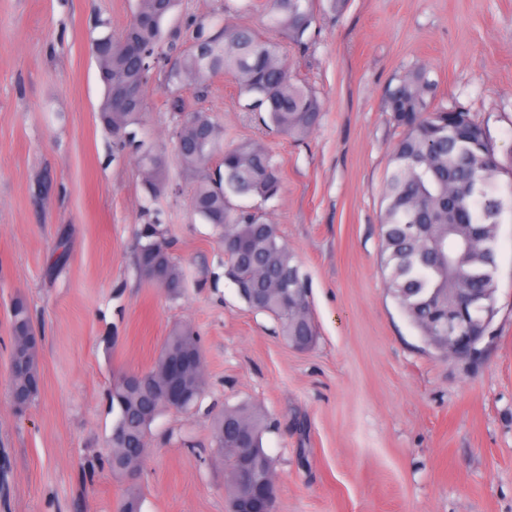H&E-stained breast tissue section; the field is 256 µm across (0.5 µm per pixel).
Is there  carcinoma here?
Returning a JSON list of instances; mask_svg holds the SVG:
<instances>
[{
	"mask_svg": "<svg viewBox=\"0 0 512 512\" xmlns=\"http://www.w3.org/2000/svg\"><path fill=\"white\" fill-rule=\"evenodd\" d=\"M178 0H137L129 24L118 37L107 34L112 53L96 59L104 97L98 117L116 143L129 148L141 177L144 199L153 202L168 188L164 145L142 132L145 92L156 69L163 66V93L170 111L180 117L176 160L194 176L189 206L205 223L221 232L224 277L253 310L270 316L289 345H314L317 329L311 311V290L294 253L282 241L278 225L250 207H232L230 198L250 197L266 202L282 191V176L274 156L258 143L223 148L224 128L213 115L187 111L183 93L198 99L210 91V79L234 76L240 92L251 97L248 108L264 112L278 132L303 137L321 119L313 91L291 81L280 46L248 26L228 28L218 16L186 22L188 46L166 40L165 17ZM262 7L266 25L288 34L306 48L316 21L313 0H242L224 8L248 13ZM438 82L424 65L409 69L383 93L385 111L402 129L395 143L382 187L380 238L386 286L408 322L424 341L448 355V311L463 298L468 309L465 335L479 346L485 327L495 317L497 241L504 200L497 182L499 165L486 127L466 111L448 126V105L435 102ZM136 267L149 284L177 297L183 274L155 224L140 233ZM12 371L10 400L23 412L39 396L40 343L22 348L19 339L33 332L28 303L19 298L10 314ZM192 357L184 406L192 407L204 394L205 377L200 340L192 327L176 325L166 336L157 358L145 374L164 377L166 359ZM113 426L119 451L109 452L106 464L118 477L141 471L150 426L164 406L141 390L118 382L112 386ZM271 424L246 404L224 407L212 422L216 458L226 471L227 512H240L251 500L252 512L263 505L248 498L241 481L243 465L276 483L274 461L263 447ZM137 484L128 488L119 512H141Z\"/></svg>",
	"mask_w": 512,
	"mask_h": 512,
	"instance_id": "obj_1",
	"label": "carcinoma"
}]
</instances>
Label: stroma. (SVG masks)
I'll return each instance as SVG.
<instances>
[{
    "instance_id": "obj_1",
    "label": "stroma",
    "mask_w": 512,
    "mask_h": 512,
    "mask_svg": "<svg viewBox=\"0 0 512 512\" xmlns=\"http://www.w3.org/2000/svg\"><path fill=\"white\" fill-rule=\"evenodd\" d=\"M224 0H181L167 33ZM135 0H0V512H116L125 479L99 468L116 419L108 393L152 366L178 323L198 332L206 367L198 411L163 410L138 479L143 512H225L224 466L210 416L260 407L274 420L276 512H512V214L499 226L497 313L482 354L428 347L388 292L380 266L381 190L401 130L384 112L397 74L430 67L445 103L489 130L502 192L512 191V0H320L299 52L272 33L293 80L311 87L319 126L276 135L228 76L202 103L224 142H256L281 168L263 203L311 280L316 343L289 346L224 276L218 233L188 203L177 163L145 203L141 175L97 120L103 98L90 43L120 34ZM263 29L260 12L223 11ZM155 71L147 128L166 147L177 118ZM158 222L183 272L177 298L135 266L144 224ZM24 298L43 340L36 402L8 395L9 309Z\"/></svg>"
}]
</instances>
